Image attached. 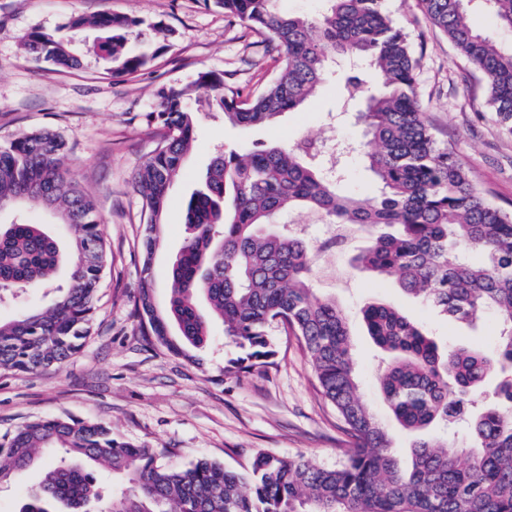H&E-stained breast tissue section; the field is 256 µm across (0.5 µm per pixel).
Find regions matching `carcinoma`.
I'll use <instances>...</instances> for the list:
<instances>
[{
	"label": "carcinoma",
	"instance_id": "1",
	"mask_svg": "<svg viewBox=\"0 0 512 512\" xmlns=\"http://www.w3.org/2000/svg\"><path fill=\"white\" fill-rule=\"evenodd\" d=\"M279 0H216L228 17L263 36L282 66L257 95L224 92V75L199 73L224 120L266 125L303 105L327 82L331 63L346 61V102L362 104L365 141H336V158L361 155L375 178L364 198L342 190L345 173L324 161L318 141L257 143L221 149L201 190L185 205L188 235L168 270L170 291L159 304L153 259L163 239L170 186L195 141L190 89L161 88L149 121L159 131L153 154L134 176L145 224L139 327L158 345L188 360L204 348L211 323L243 356L227 374L258 371L275 355L276 328L307 352L323 398L354 445L334 467L303 458L256 453L233 471L207 459L187 466L159 462L151 448L113 436L103 422L64 418L26 421L0 437V483L56 449L37 491L20 512H82L101 500L94 463L126 487L101 512H512V212L474 183L457 154L436 143L420 104L418 60L384 0H324L316 17L292 15ZM426 18L486 77L489 102L512 121V49L504 50L467 21L470 0H421ZM497 23L512 28V0H479ZM143 20L103 12L76 16L69 27L103 34L96 51L114 75H134L153 55L131 45ZM35 60L61 72L81 65L68 43L41 30L22 39ZM66 148L54 130L39 129L0 146V208L17 204L54 211L72 236L71 283L53 305L0 320V370L32 372L70 359L93 331L107 246L93 196L58 166ZM318 214L347 231L343 245L362 240L356 266L392 279L405 293L468 325L493 312L500 325L496 355L477 345H443L395 306L370 301L361 310L374 344L388 356L380 374L384 400L397 424L414 436L402 462L380 420L362 400L347 317L334 297L312 288L314 254L301 231L280 223L286 210ZM61 253L40 224H0V303L27 288L52 285ZM493 375L495 400L471 413ZM466 418L474 445L467 459L427 436Z\"/></svg>",
	"mask_w": 512,
	"mask_h": 512
}]
</instances>
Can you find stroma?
Instances as JSON below:
<instances>
[{
	"mask_svg": "<svg viewBox=\"0 0 512 512\" xmlns=\"http://www.w3.org/2000/svg\"><path fill=\"white\" fill-rule=\"evenodd\" d=\"M390 16L407 34L418 60L419 99L438 140L464 163L473 180L503 209L512 211V133L489 103L482 73L462 58L447 36L424 16L420 0H386ZM101 12L142 19L145 42L156 51L135 75H106L107 63L92 51L97 30H74L76 16ZM34 29L61 36L81 56L80 68L59 72L28 56L21 44ZM281 59L266 51L246 24L225 17L214 0H0V146L40 128L60 133L67 149L62 169L95 198L109 260L91 336L63 364L28 373H0V436L33 419L102 421L115 437L155 449L162 463L185 466L201 458L245 468L254 452L304 456L333 466L343 436L322 398L312 365L295 337L275 329L277 353L259 372L225 375L236 356L214 327L202 364L173 356L141 336L135 316L139 256L145 234L132 179L152 154L157 130L147 122L163 87H189L197 118L196 141L170 189L163 243L154 259L155 292L165 301L168 267L184 237V207L196 192L217 149H241L255 141L291 144L302 136L362 138L354 112L340 95L346 67H336L317 96L271 125L226 124L210 94L195 89L199 72L222 73L227 88L259 92L277 74ZM316 254L312 285L335 297L348 318L360 392L395 444L409 443L392 418L379 386L382 353L367 335L361 309L370 300L394 305L445 344L469 342L486 353L497 347L498 321L486 313L475 326L440 315L389 280L358 271L357 244L323 249L326 226L316 216L290 212ZM16 220L45 225L64 255L55 281L67 283L74 257L67 229L50 210L13 207L0 224Z\"/></svg>",
	"mask_w": 512,
	"mask_h": 512,
	"instance_id": "stroma-1",
	"label": "stroma"
}]
</instances>
